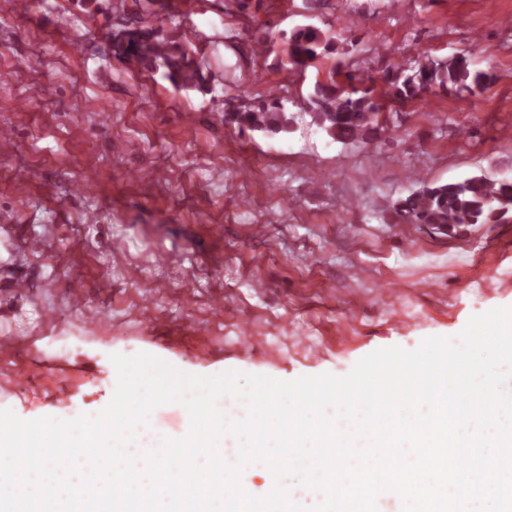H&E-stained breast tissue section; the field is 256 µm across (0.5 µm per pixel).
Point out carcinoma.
Segmentation results:
<instances>
[{
  "instance_id": "1",
  "label": "carcinoma",
  "mask_w": 512,
  "mask_h": 512,
  "mask_svg": "<svg viewBox=\"0 0 512 512\" xmlns=\"http://www.w3.org/2000/svg\"><path fill=\"white\" fill-rule=\"evenodd\" d=\"M287 64L291 72H303L318 57L338 49L337 38L318 28L303 27L288 41ZM115 56L161 73L184 90L206 87L204 68L174 40L133 30L114 43ZM494 79L488 70L474 69L464 55L444 60L429 58L396 65L382 72L381 81H368L336 66L315 80L302 109L310 112L328 137L343 144H366L382 131L377 114L389 100L404 105L424 100L433 88L472 93ZM295 118L285 112L282 99L273 94L257 105L224 113V122L239 131L287 133ZM418 189L391 205L402 222L427 226L441 234L456 233L474 224L512 223V181H496L472 175L445 183L416 181Z\"/></svg>"
}]
</instances>
